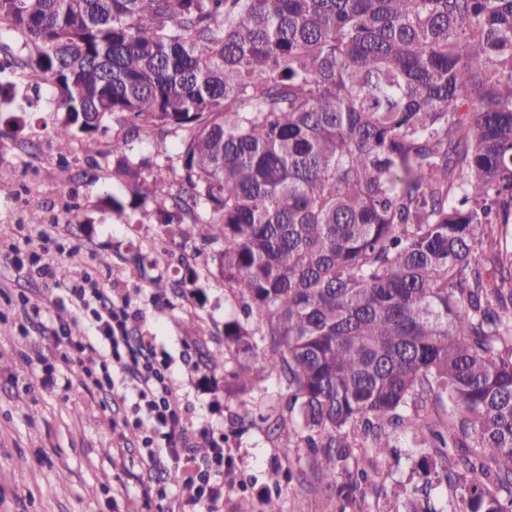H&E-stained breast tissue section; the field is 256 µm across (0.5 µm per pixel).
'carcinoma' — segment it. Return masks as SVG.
Masks as SVG:
<instances>
[{
  "label": "carcinoma",
  "mask_w": 512,
  "mask_h": 512,
  "mask_svg": "<svg viewBox=\"0 0 512 512\" xmlns=\"http://www.w3.org/2000/svg\"><path fill=\"white\" fill-rule=\"evenodd\" d=\"M2 26L56 90L61 146L127 127L114 212L150 196L224 242L256 326L226 324L207 367L234 360L245 393L262 352L277 438L312 449L338 512L357 451L385 460L402 431L452 490L409 512H512V0H0Z\"/></svg>",
  "instance_id": "obj_1"
}]
</instances>
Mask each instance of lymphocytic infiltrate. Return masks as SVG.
I'll return each instance as SVG.
<instances>
[{
  "label": "lymphocytic infiltrate",
  "mask_w": 512,
  "mask_h": 512,
  "mask_svg": "<svg viewBox=\"0 0 512 512\" xmlns=\"http://www.w3.org/2000/svg\"><path fill=\"white\" fill-rule=\"evenodd\" d=\"M35 275L62 289L69 300L87 315L91 335L56 337L58 363L38 356L43 384H50L58 366L75 372L87 391L103 394L115 390L129 392L131 414L122 425L137 435L143 448L141 459L148 468H157L173 454L184 432L188 411L174 386L168 359L159 357L152 336L131 339L140 311L128 303L111 299V283L92 277L89 272L61 280L52 262L36 263ZM210 448L207 456L198 458L187 453L186 466L179 478L187 492L184 500L170 498L167 484H149L144 493L165 504L167 512H199L213 503L224 488V447L212 435H205Z\"/></svg>",
  "instance_id": "obj_1"
}]
</instances>
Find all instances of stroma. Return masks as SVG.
I'll list each match as a JSON object with an SVG mask.
<instances>
[{"mask_svg":"<svg viewBox=\"0 0 512 512\" xmlns=\"http://www.w3.org/2000/svg\"><path fill=\"white\" fill-rule=\"evenodd\" d=\"M27 54L20 34L0 30V60H15L8 79L18 90L0 114V180L15 190L13 197L0 195V246L18 249L16 262L0 259V512H164L140 491L147 471L136 437L121 426L120 397L84 391L65 370L54 388L38 381L35 355L56 356L54 333L88 329L61 289L30 274L45 224L58 225L63 236L57 266L70 275L92 270L111 282L113 301L141 311L144 331L169 358L172 380L189 406L187 442L200 449L202 430L223 435L231 469L212 512H263L270 497L284 512H336L334 488L299 487L309 475L310 451L279 445L272 418L284 411L288 391L263 374L262 358L249 360L262 378L244 395L226 393L224 371L206 366L208 355L224 345L225 323L244 318L215 263L221 243L190 238L185 224L158 223L150 200L121 215L108 208L106 195L129 197L104 154L121 126L108 122L106 135H81L59 149L56 94L46 83L36 92L28 88L27 71L18 65ZM33 210L41 224L29 222ZM189 267L203 294L183 284ZM20 294L40 305L39 320L26 322L15 305ZM22 322L23 336L17 331ZM419 460L404 447L398 459L370 468L349 512H402V488L424 482Z\"/></svg>","mask_w":512,"mask_h":512,"instance_id":"35a3bbf8","label":"stroma"}]
</instances>
